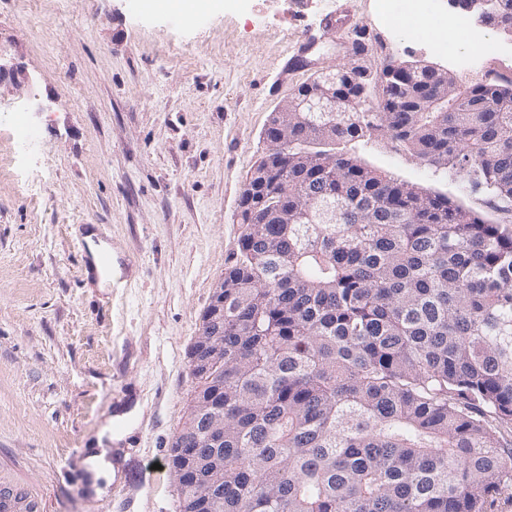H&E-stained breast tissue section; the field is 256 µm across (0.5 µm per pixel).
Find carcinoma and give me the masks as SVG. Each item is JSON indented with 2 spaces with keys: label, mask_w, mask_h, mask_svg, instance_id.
I'll use <instances>...</instances> for the list:
<instances>
[{
  "label": "carcinoma",
  "mask_w": 512,
  "mask_h": 512,
  "mask_svg": "<svg viewBox=\"0 0 512 512\" xmlns=\"http://www.w3.org/2000/svg\"><path fill=\"white\" fill-rule=\"evenodd\" d=\"M336 70L340 111L288 113L294 224L241 214L224 272V323L200 336L224 361L191 369L196 403L224 415L214 486L223 512H487L512 486V81L476 84L496 111L367 112ZM464 173L490 222L319 149L373 132ZM183 432L168 466H183Z\"/></svg>",
  "instance_id": "obj_1"
}]
</instances>
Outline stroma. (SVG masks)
I'll return each instance as SVG.
<instances>
[{"instance_id":"35a3bbf8","label":"stroma","mask_w":512,"mask_h":512,"mask_svg":"<svg viewBox=\"0 0 512 512\" xmlns=\"http://www.w3.org/2000/svg\"><path fill=\"white\" fill-rule=\"evenodd\" d=\"M203 20L130 14L127 0H0V115L25 104L40 134L15 157L0 118V486L34 512H179L165 462L191 401L188 352L215 284L235 258L238 203L264 156L274 109L305 82L290 70L317 37L316 68L345 62L352 26L367 65L417 61L466 84L512 80V42L436 47L425 29L391 26L376 0H223ZM366 167L497 221L462 176L423 162L387 134L346 144ZM98 233L112 285L88 277L78 243ZM122 415L139 435L141 483L94 478Z\"/></svg>"}]
</instances>
